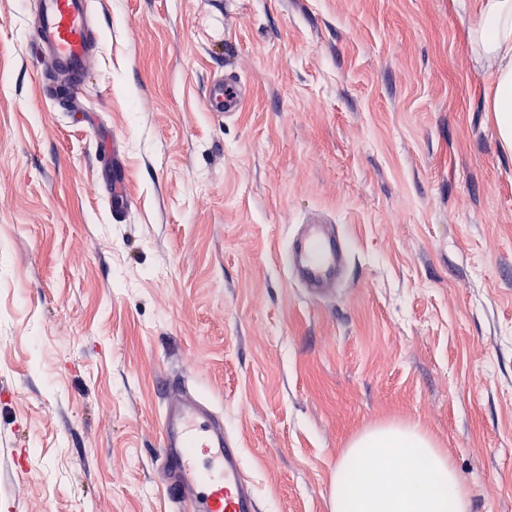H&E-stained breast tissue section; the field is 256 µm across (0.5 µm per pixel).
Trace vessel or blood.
<instances>
[{
  "label": "vessel or blood",
  "instance_id": "1",
  "mask_svg": "<svg viewBox=\"0 0 512 512\" xmlns=\"http://www.w3.org/2000/svg\"><path fill=\"white\" fill-rule=\"evenodd\" d=\"M32 50L55 61L67 83L46 89L65 106L81 98L85 63L99 43V25L90 0H35ZM251 94L248 81L228 71L209 85L208 111L231 118ZM105 191L112 214L127 216L131 201L123 189L120 158L112 160V182ZM349 249L332 220L314 216L303 222L286 252L289 278L308 299L335 297L348 274ZM171 397L160 419L157 461L161 485L173 512H263L243 464L241 448L212 403L182 381L167 385Z\"/></svg>",
  "mask_w": 512,
  "mask_h": 512
}]
</instances>
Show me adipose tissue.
<instances>
[{
    "mask_svg": "<svg viewBox=\"0 0 512 512\" xmlns=\"http://www.w3.org/2000/svg\"><path fill=\"white\" fill-rule=\"evenodd\" d=\"M469 44L494 65L487 109L512 151V0H484ZM333 483L331 512H472L447 454L415 426L382 424L356 436L336 463Z\"/></svg>",
    "mask_w": 512,
    "mask_h": 512,
    "instance_id": "adipose-tissue-1",
    "label": "adipose tissue"
}]
</instances>
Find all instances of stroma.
Returning a JSON list of instances; mask_svg holds the SVG:
<instances>
[{
	"mask_svg": "<svg viewBox=\"0 0 512 512\" xmlns=\"http://www.w3.org/2000/svg\"><path fill=\"white\" fill-rule=\"evenodd\" d=\"M482 0H92L91 115L45 100L0 0V512H168V378L224 415L264 512H331L336 462L416 426L473 512H512V153ZM252 86L205 108L212 77ZM120 147L132 212L99 182ZM331 214L349 277L285 266ZM251 94L248 81L236 71H226L209 85L205 102L208 112L231 118L240 111ZM349 249L332 220L314 216L301 224L288 241L289 278L308 299L324 301L336 296L347 279Z\"/></svg>",
	"mask_w": 512,
	"mask_h": 512,
	"instance_id": "stroma-1",
	"label": "stroma"
}]
</instances>
